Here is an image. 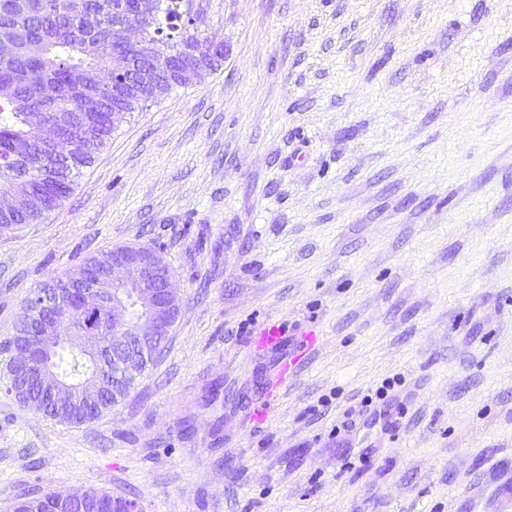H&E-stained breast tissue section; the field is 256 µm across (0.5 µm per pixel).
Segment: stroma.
Returning a JSON list of instances; mask_svg holds the SVG:
<instances>
[{"mask_svg":"<svg viewBox=\"0 0 512 512\" xmlns=\"http://www.w3.org/2000/svg\"><path fill=\"white\" fill-rule=\"evenodd\" d=\"M225 42L127 115L63 205L0 237V512L32 488L142 512H493L512 465V0H194ZM160 249L182 311L111 412L21 404L37 285ZM312 351L253 425L282 355ZM395 380L389 429L357 423ZM224 397L206 402L210 386ZM247 400H238V393Z\"/></svg>","mask_w":512,"mask_h":512,"instance_id":"obj_1","label":"stroma"}]
</instances>
